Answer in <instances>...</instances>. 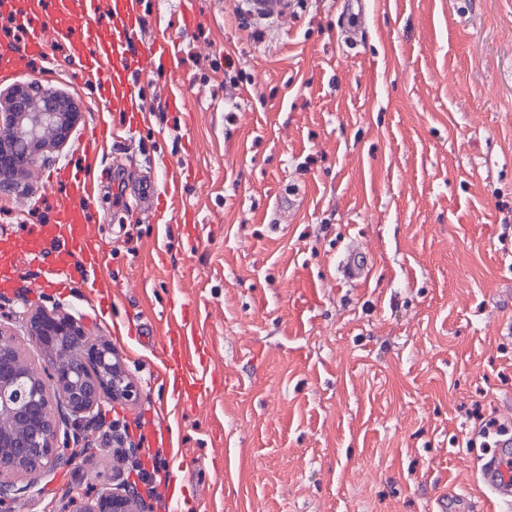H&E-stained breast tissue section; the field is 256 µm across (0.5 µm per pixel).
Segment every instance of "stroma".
I'll use <instances>...</instances> for the list:
<instances>
[{"label":"stroma","instance_id":"35a3bbf8","mask_svg":"<svg viewBox=\"0 0 512 512\" xmlns=\"http://www.w3.org/2000/svg\"><path fill=\"white\" fill-rule=\"evenodd\" d=\"M145 0L144 36L180 40L190 109L162 108L99 151L90 223L112 294L0 292V313L82 317L135 376L93 450L46 474L14 512H50L73 485L139 481L145 512H432L446 491L492 512L462 455L480 418L512 420V0H298L243 27L248 0ZM16 82L73 98L69 141L0 187V226L50 215L52 177L84 164L103 89L63 48ZM171 165L201 222L133 219ZM369 256L362 283L339 265ZM196 308L224 389L180 410L158 355L171 304Z\"/></svg>","mask_w":512,"mask_h":512}]
</instances>
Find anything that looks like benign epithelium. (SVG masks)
Wrapping results in <instances>:
<instances>
[{
  "label": "benign epithelium",
  "mask_w": 512,
  "mask_h": 512,
  "mask_svg": "<svg viewBox=\"0 0 512 512\" xmlns=\"http://www.w3.org/2000/svg\"><path fill=\"white\" fill-rule=\"evenodd\" d=\"M80 118L69 96L36 82L0 93V182L63 145ZM26 324L44 352L32 363L9 324ZM139 396L134 377L112 345L86 323L58 311L27 310L0 321V508L33 492L41 477L72 464L70 441L100 421L104 404ZM137 487L104 486L96 497L70 487L58 512H141Z\"/></svg>",
  "instance_id": "benign-epithelium-1"
}]
</instances>
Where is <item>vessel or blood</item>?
I'll return each instance as SVG.
<instances>
[{"label": "vessel or blood", "instance_id": "obj_1", "mask_svg": "<svg viewBox=\"0 0 512 512\" xmlns=\"http://www.w3.org/2000/svg\"><path fill=\"white\" fill-rule=\"evenodd\" d=\"M113 12L114 27L111 35L105 37L101 34L98 0H29L25 13L17 15L16 25L24 41L22 48L0 43V78L9 80L20 72L24 58H48L45 33L54 31L78 73L107 88V95L99 102L100 109L129 113L122 130L101 126L85 147L91 158L118 132L131 134L138 130L146 107L137 81L153 74L155 59H164L171 65L167 111L189 108L185 80L174 67L181 55L180 41L161 27L147 45H140L143 0H114ZM91 171L88 165L60 169L55 183L61 193L49 220L30 225L21 235L0 232V290L8 292L15 288V269L23 264L38 271L37 285L41 288H61L76 281L102 294L111 291V283L102 275L109 262L108 251L88 224ZM187 178L183 167L168 168L162 180L146 185L137 214L148 216L153 223L166 224L172 218L166 204L177 201L182 205L180 215L185 223L196 224V209L182 202ZM369 271L368 257L358 250L349 251L341 264L342 277L348 282L366 279ZM196 321L195 310L185 305L169 311L165 317V365L169 380L181 393L180 404L184 407L196 405L209 395L216 376L208 340L196 334ZM479 475L484 488L496 500L512 503V439L498 440L491 457L482 461Z\"/></svg>", "mask_w": 512, "mask_h": 512}]
</instances>
